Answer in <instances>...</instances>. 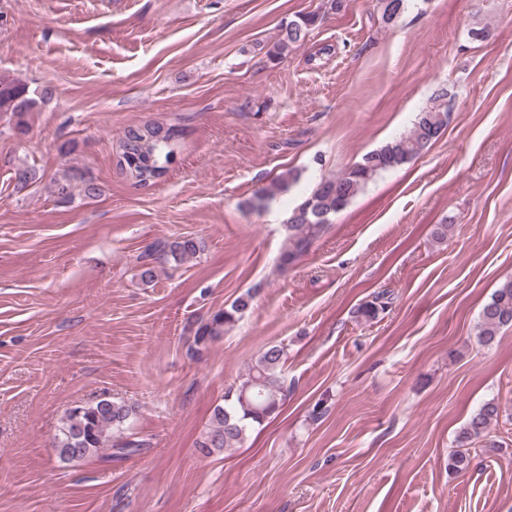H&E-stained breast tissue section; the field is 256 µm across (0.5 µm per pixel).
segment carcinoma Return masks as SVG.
<instances>
[{"label":"carcinoma","instance_id":"cac0c4a2","mask_svg":"<svg viewBox=\"0 0 512 512\" xmlns=\"http://www.w3.org/2000/svg\"><path fill=\"white\" fill-rule=\"evenodd\" d=\"M387 0H378L381 20L392 23L404 10L405 0H393L389 9ZM318 22L314 14H300L280 24L277 40L265 52L266 61L278 63L288 50L306 41ZM53 95L50 87L35 89L22 82H0V114H8L17 128L23 127V117L39 104L48 102ZM448 124V108L441 98L433 99L430 106L416 115L411 128L380 148L365 154L361 162L336 177L321 180L311 195L297 206L288 217L286 237L279 254V266L286 270L305 254L329 224L330 216L345 208L361 193L376 175L395 169L410 159L427 152L436 139L432 135L444 131ZM181 130L174 126L144 123L128 127L120 140L117 165L140 187H149L164 177L174 162L176 144ZM295 180L292 172L281 175L268 187L254 194L253 207L259 208L275 192L287 188ZM87 197L99 194L98 185L79 169H71L52 181L53 193L67 200L75 185ZM202 240L179 236L161 246L166 257L182 263L204 251ZM252 296L238 297L230 308L214 312L200 323L193 336L195 346L206 345L224 335L226 327L235 323L249 308ZM390 294L381 291L362 303L357 317L370 322L379 317L390 304ZM512 326V280L504 282L484 305L480 314L479 338L491 344L500 330ZM287 348L282 344H269L257 355L243 382L224 394V404L214 408L211 425L198 441L201 454L210 456L229 448H239L247 433L262 425L286 399L288 388L284 377ZM134 409L112 400L107 395L71 409L63 422L54 448L61 463L81 462L99 455L106 447L113 449L118 459L134 455L146 448L147 442L124 436ZM499 415V406L489 401L476 410L458 432L455 442L459 450L449 456L448 470L453 474L466 471L471 462L470 448L477 440L488 436L491 423ZM117 440H112V435Z\"/></svg>","mask_w":512,"mask_h":512}]
</instances>
